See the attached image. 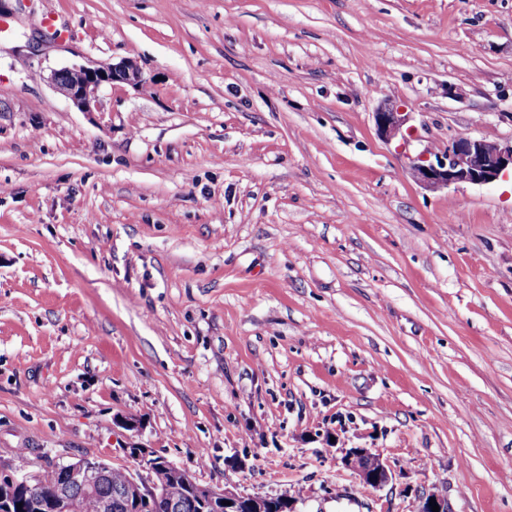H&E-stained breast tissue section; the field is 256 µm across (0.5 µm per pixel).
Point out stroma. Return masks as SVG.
Here are the masks:
<instances>
[{"label":"stroma","mask_w":512,"mask_h":512,"mask_svg":"<svg viewBox=\"0 0 512 512\" xmlns=\"http://www.w3.org/2000/svg\"><path fill=\"white\" fill-rule=\"evenodd\" d=\"M128 58L142 85L91 112L50 81ZM459 136L512 143V0H26L0 19V459L135 442L297 512H512V180L411 174ZM404 112H394L392 109H381L375 114L377 129L381 136L389 139L402 134L403 126L407 123ZM360 457L368 458L369 463L359 466L355 460ZM343 461L344 465L353 470L359 476L362 484L368 488L377 490L392 480L393 472L390 466L366 448L349 449Z\"/></svg>","instance_id":"stroma-1"}]
</instances>
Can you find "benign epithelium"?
Returning a JSON list of instances; mask_svg holds the SVG:
<instances>
[{
	"instance_id": "benign-epithelium-1",
	"label": "benign epithelium",
	"mask_w": 512,
	"mask_h": 512,
	"mask_svg": "<svg viewBox=\"0 0 512 512\" xmlns=\"http://www.w3.org/2000/svg\"><path fill=\"white\" fill-rule=\"evenodd\" d=\"M53 86L60 91L81 112H91L98 104V93L102 86L113 82L142 83V73L132 60L117 64H102L88 61L73 64L55 70L50 76ZM377 129L381 136L389 139L402 133L407 123L403 112L382 109L375 113ZM512 171V145L503 146L497 142L480 138L458 137L448 142L445 154L431 160L418 158L411 167L413 178L420 184L431 187H448L458 183L489 185ZM128 456L137 462V468L130 471L126 482L127 495L134 498L140 512H149L152 500L158 496L159 488L151 481L153 455L146 448L133 444L127 449ZM366 457L369 463L360 466L356 459ZM344 465L353 470L362 484L371 489H380L391 482L393 472L390 466L379 456L365 448H351L346 452ZM55 468L64 469L70 484L92 489L108 476L111 467L96 457L84 456ZM148 475H143V472ZM46 471L18 475L12 469L0 463V512H12L15 491L24 489L34 493L45 485ZM190 487L202 502L215 508L217 512H241V508L250 512H265L271 496H254L238 493L220 486L205 485L189 478ZM435 499L439 512H452L448 500L438 494H429L419 498L417 512H432L430 499ZM34 512H79L78 503L70 496L68 487L58 486L48 499L34 497L31 500Z\"/></svg>"
}]
</instances>
